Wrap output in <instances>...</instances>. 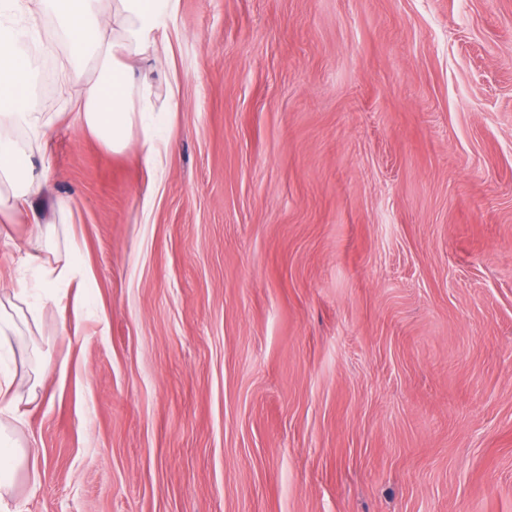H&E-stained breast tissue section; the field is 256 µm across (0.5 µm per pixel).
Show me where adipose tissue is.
I'll list each match as a JSON object with an SVG mask.
<instances>
[{
	"instance_id": "ef3b65f1",
	"label": "adipose tissue",
	"mask_w": 512,
	"mask_h": 512,
	"mask_svg": "<svg viewBox=\"0 0 512 512\" xmlns=\"http://www.w3.org/2000/svg\"><path fill=\"white\" fill-rule=\"evenodd\" d=\"M18 2L0 0V207L31 213L33 224L21 262L36 272L44 302L57 304L60 286L70 282L76 270L53 266L44 257L41 240L51 223L37 204L47 187V174L36 171L31 153L13 136L22 130L45 144L54 130L51 118L26 105L29 68L20 46L23 34L10 24ZM34 2L57 17L73 65L97 62V77L72 100V111L116 152L128 145L132 131H139L148 163L161 164L164 153L153 118L152 87L137 78L132 61L158 54L155 35L165 29L176 0H116L108 21L102 16L101 0Z\"/></svg>"
}]
</instances>
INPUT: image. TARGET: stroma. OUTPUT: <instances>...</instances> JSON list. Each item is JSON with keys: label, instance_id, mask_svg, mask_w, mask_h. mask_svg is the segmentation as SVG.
<instances>
[{"label": "stroma", "instance_id": "35a3bbf8", "mask_svg": "<svg viewBox=\"0 0 512 512\" xmlns=\"http://www.w3.org/2000/svg\"><path fill=\"white\" fill-rule=\"evenodd\" d=\"M13 23L89 282L11 341L13 512H512V0H177L160 171L66 111L54 15Z\"/></svg>", "mask_w": 512, "mask_h": 512}]
</instances>
